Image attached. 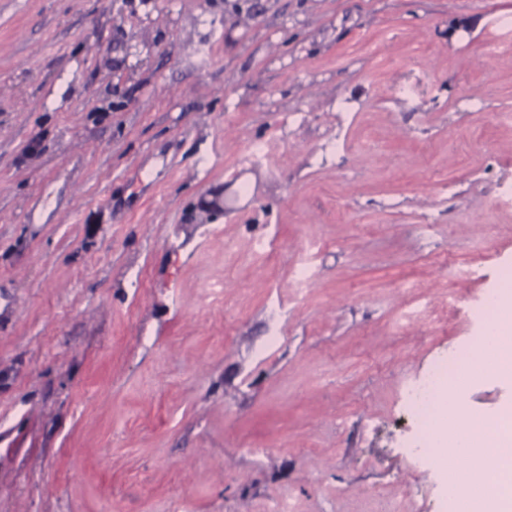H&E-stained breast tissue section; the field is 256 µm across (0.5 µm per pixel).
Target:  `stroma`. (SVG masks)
<instances>
[{
	"instance_id": "obj_1",
	"label": "stroma",
	"mask_w": 512,
	"mask_h": 512,
	"mask_svg": "<svg viewBox=\"0 0 512 512\" xmlns=\"http://www.w3.org/2000/svg\"><path fill=\"white\" fill-rule=\"evenodd\" d=\"M509 16L0 0V512H444L401 390L512 270Z\"/></svg>"
}]
</instances>
